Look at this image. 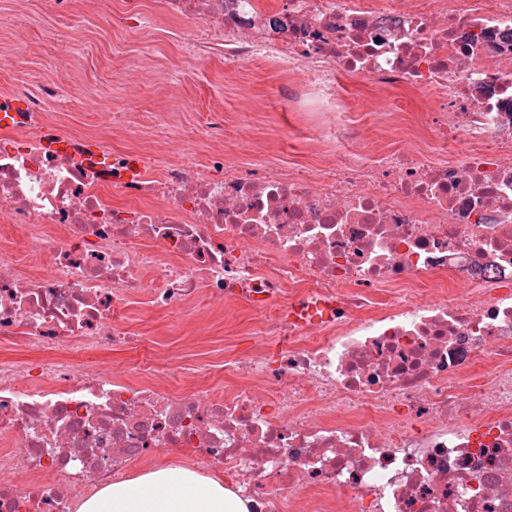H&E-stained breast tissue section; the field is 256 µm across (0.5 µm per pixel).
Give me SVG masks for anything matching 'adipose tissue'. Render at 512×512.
I'll return each instance as SVG.
<instances>
[{
	"label": "adipose tissue",
	"mask_w": 512,
	"mask_h": 512,
	"mask_svg": "<svg viewBox=\"0 0 512 512\" xmlns=\"http://www.w3.org/2000/svg\"><path fill=\"white\" fill-rule=\"evenodd\" d=\"M80 512H247V505L218 480L161 466L100 490Z\"/></svg>",
	"instance_id": "ef3b65f1"
}]
</instances>
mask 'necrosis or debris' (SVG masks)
Segmentation results:
<instances>
[{
	"instance_id": "1",
	"label": "necrosis or debris",
	"mask_w": 512,
	"mask_h": 512,
	"mask_svg": "<svg viewBox=\"0 0 512 512\" xmlns=\"http://www.w3.org/2000/svg\"><path fill=\"white\" fill-rule=\"evenodd\" d=\"M84 6L178 22L187 70L268 63L317 159L241 161L218 98L204 161L90 154L47 119L64 57L0 92V512H78L168 456L249 512H512V0ZM344 76L428 96L430 140L355 150ZM201 296L252 315L221 359L126 323Z\"/></svg>"
}]
</instances>
